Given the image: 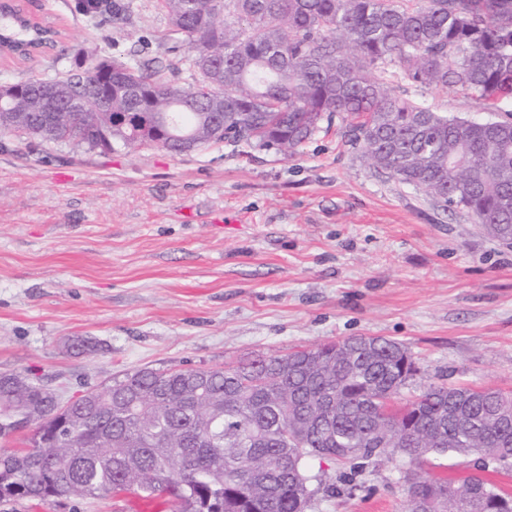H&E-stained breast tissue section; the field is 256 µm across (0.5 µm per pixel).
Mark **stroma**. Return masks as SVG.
<instances>
[{"label": "stroma", "mask_w": 512, "mask_h": 512, "mask_svg": "<svg viewBox=\"0 0 512 512\" xmlns=\"http://www.w3.org/2000/svg\"><path fill=\"white\" fill-rule=\"evenodd\" d=\"M99 25L78 0H27L61 34L30 61L0 59V83L52 75L82 46L187 82L182 51L158 41L156 0H126ZM391 91L448 117L490 120L477 93L420 86L393 64ZM98 350L76 354L69 338ZM350 336L402 343L424 382L512 393V245L463 211L372 168L341 119L294 156L227 141L173 156L114 145L100 155L0 135V372H27L61 400L141 368H215ZM401 457L370 465L360 490L307 512H409ZM0 512H163L135 497L0 502Z\"/></svg>", "instance_id": "obj_1"}]
</instances>
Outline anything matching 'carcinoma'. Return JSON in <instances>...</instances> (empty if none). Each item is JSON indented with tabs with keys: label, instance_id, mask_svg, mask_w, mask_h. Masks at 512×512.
Listing matches in <instances>:
<instances>
[{
	"label": "carcinoma",
	"instance_id": "1",
	"mask_svg": "<svg viewBox=\"0 0 512 512\" xmlns=\"http://www.w3.org/2000/svg\"><path fill=\"white\" fill-rule=\"evenodd\" d=\"M164 39L183 45L181 84L160 68L114 60L112 113L48 109L99 79V57L14 81L0 133L107 154L112 145L186 154L225 140L292 156L325 120L350 118L351 141L378 171L412 185L512 244V113L491 123L448 118L391 92L370 68L395 62L413 83L512 100V0H157ZM208 43L224 87L195 63ZM417 374L403 345L353 336L224 368L142 369L63 404L37 379L0 380V437L31 423L27 446L0 453V501L134 493L169 512H305L309 461L341 465L331 493L356 487L375 459L414 468L410 512H512L482 476L462 485L423 474L431 457L512 466V394L430 382L399 401Z\"/></svg>",
	"mask_w": 512,
	"mask_h": 512
}]
</instances>
